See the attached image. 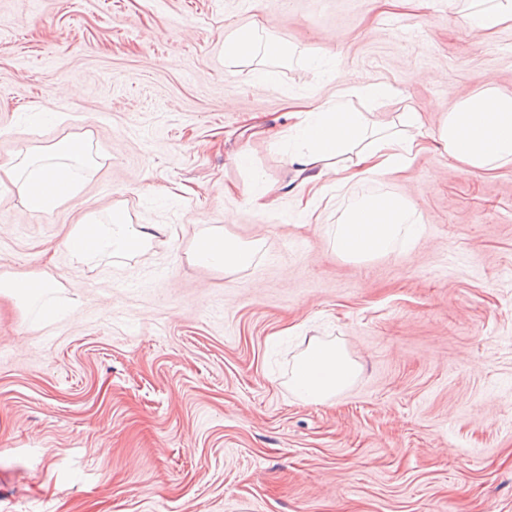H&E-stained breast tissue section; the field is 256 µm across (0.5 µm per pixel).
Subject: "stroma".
I'll list each match as a JSON object with an SVG mask.
<instances>
[{
    "label": "stroma",
    "mask_w": 512,
    "mask_h": 512,
    "mask_svg": "<svg viewBox=\"0 0 512 512\" xmlns=\"http://www.w3.org/2000/svg\"><path fill=\"white\" fill-rule=\"evenodd\" d=\"M454 0H0V165L90 135L75 201L34 214L0 184V512H512V167L461 174L440 150L374 183L328 186L305 216L245 204L280 187L289 103L336 100L369 124L512 93V21L450 25ZM243 25L287 53L277 82L229 63ZM320 58L317 67L304 58ZM52 113L49 121L36 112ZM247 155L249 166L237 163ZM409 198V250L337 256L350 200ZM161 231L145 252L71 262L86 213ZM252 245L209 271L195 236ZM360 366L323 404L288 387L310 340ZM342 92L341 98L355 96L364 97L372 101H379L391 97L393 91L389 85L380 83L362 87L348 85L342 89ZM1 293L6 291L20 299H38L48 288H54L52 280L46 277L12 276L0 280Z\"/></svg>",
    "instance_id": "obj_1"
}]
</instances>
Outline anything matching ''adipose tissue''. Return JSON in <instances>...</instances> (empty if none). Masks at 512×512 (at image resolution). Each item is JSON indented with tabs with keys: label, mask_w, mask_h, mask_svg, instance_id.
I'll use <instances>...</instances> for the list:
<instances>
[{
	"label": "adipose tissue",
	"mask_w": 512,
	"mask_h": 512,
	"mask_svg": "<svg viewBox=\"0 0 512 512\" xmlns=\"http://www.w3.org/2000/svg\"><path fill=\"white\" fill-rule=\"evenodd\" d=\"M512 19V0H472L455 15L468 29L491 31ZM283 55L276 42L259 45L254 27L236 29L224 41V57L238 62L258 52ZM289 136L296 147L288 162L303 184L318 187L335 175L337 187L376 182L406 171L423 149L415 131L420 117L403 112L393 125L368 127L362 113L345 111L342 104H322L292 112ZM437 148L448 153L470 175L512 166V96L487 90L455 102L433 136ZM90 143L83 137L48 147L28 149L8 166H0V183L16 187L22 206L32 213H48L72 201L83 170L93 168ZM424 230L413 205L402 198L368 195L344 211L334 233V249L346 260L362 261L395 249H411ZM155 228L132 225L121 214L85 232L76 225L65 236L64 248L78 262L99 256H134L146 250ZM196 261L202 266L233 271L251 259L249 246L223 234L196 239ZM359 366L339 346L314 343L297 360L289 379L293 393L306 403H324L348 388Z\"/></svg>",
	"instance_id": "obj_1"
}]
</instances>
